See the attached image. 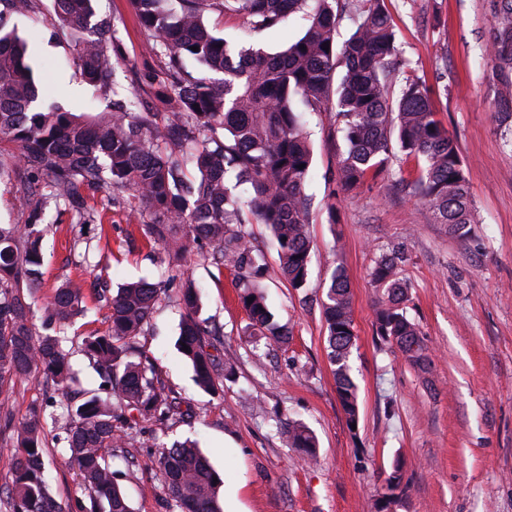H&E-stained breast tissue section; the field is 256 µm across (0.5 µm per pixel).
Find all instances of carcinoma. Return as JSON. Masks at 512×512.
<instances>
[{
    "label": "carcinoma",
    "mask_w": 512,
    "mask_h": 512,
    "mask_svg": "<svg viewBox=\"0 0 512 512\" xmlns=\"http://www.w3.org/2000/svg\"><path fill=\"white\" fill-rule=\"evenodd\" d=\"M141 26L153 38L151 51L167 56L169 77L157 93L175 112L160 125L139 111L140 100L112 84V111L97 116L64 112L46 103L41 84L26 60L27 46L0 12V142L16 145L20 167L14 198L27 213L23 224H0V393L38 369L57 389L78 384L71 372L60 331L85 312L82 289L66 283L42 306V329L33 321L43 263L46 209L63 203L85 210L84 192L104 186L125 189L127 203L148 213L140 228L148 241L182 256L189 244L209 247L206 259L237 275L240 301L253 335L268 345L288 344L289 333L274 320L260 279L264 256L244 225L263 224L276 244L283 276L292 288L306 286L310 257L306 186L312 151L297 104L336 112L344 150L336 181L344 190L378 173L391 145L418 162V176L406 183L448 233L464 237L474 223L466 167L456 140L434 118L432 88L419 77L400 79L405 65L384 0H134ZM208 11L246 16L252 31L281 26L303 12L302 35L281 52L242 49L232 54L225 38L210 29ZM59 25L78 34L74 64L85 81L101 84L118 51L114 32L96 19L92 0H54ZM488 48L492 68L505 89L502 111L512 112V0H492ZM354 25L351 37L336 45L343 18ZM329 50H323V45ZM199 47L198 51L191 47ZM193 59L206 75L191 77L184 62ZM217 74L220 79L210 78ZM199 108H194V105ZM195 177L186 182L185 172ZM249 185L250 196L237 192ZM405 257L380 256L373 280L381 290L375 303L378 339L412 368L427 370V339L407 314L409 286L399 275ZM163 293L147 280L126 284L105 297L107 329L87 336L82 351L97 370L98 388L63 412L33 407L20 420L10 411L0 424L16 436L18 454L11 476L10 512H61L44 479L42 433L47 420L61 423L64 450L77 466L89 505L86 512H133L109 458L112 449L137 439L140 424L176 423L191 417L183 401L165 392L154 365L134 360ZM254 298L248 302V298ZM183 320L178 343L189 346L196 384L215 392L216 359L205 350L210 331L197 319L199 296L188 284L179 291ZM328 357L336 393L349 423H359L358 386L350 359L356 346L352 296L347 274L335 267L320 300ZM288 445L317 461L318 441L303 422L288 421ZM168 496L179 512H222L223 479L190 440L158 444ZM403 467L395 461L381 486L376 512L406 494Z\"/></svg>",
    "instance_id": "obj_1"
}]
</instances>
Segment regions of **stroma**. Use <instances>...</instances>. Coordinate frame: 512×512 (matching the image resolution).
<instances>
[{
  "mask_svg": "<svg viewBox=\"0 0 512 512\" xmlns=\"http://www.w3.org/2000/svg\"><path fill=\"white\" fill-rule=\"evenodd\" d=\"M385 6L405 75L435 88V117L467 168L474 200L467 237L449 234L427 205L407 194L401 182L415 177L416 164L399 154L358 188L334 189L343 145L329 135L335 113L304 109L313 150L306 288L294 290L281 276L265 225L247 227L265 255L268 305L290 333L287 345L269 347L254 342L233 270L213 266L197 250L168 256L143 236L140 214L113 200L111 190L87 193L94 224H77L68 212L47 214L38 295L47 300L69 281L82 286L88 312L68 327L65 349L84 387L97 386L99 377L81 352L82 340L107 327V310L91 295L98 280L113 288L139 279L167 282L173 291L189 280L199 287L197 317L213 331L209 351L233 367L234 377L213 394L195 384L192 365L176 346L183 311L165 298L140 346L154 360L162 387L191 401L196 419L172 435L196 441L223 477L224 512H374L376 491L397 459L408 489L396 512H512V138L504 134L512 116L498 108L501 87L487 58L490 0H385ZM93 7L118 39L116 80L137 94L142 111L166 120L170 107L154 85L165 80L167 59L151 52L131 0H94ZM204 20L234 48L270 53L294 42L306 25L299 12L261 34L250 32L241 15L210 12ZM9 21L63 110L95 115L108 105L111 91L88 85L73 65L77 36L59 26L53 0H38L35 14H13ZM394 248L408 256L401 274L409 285L408 315L427 337L424 373L375 333L372 272L379 256ZM338 264L350 282L357 334L351 364L360 420L354 430L336 395L319 307L324 281ZM48 401L59 407L66 397L34 371L18 379L0 405L19 418ZM279 416L302 420L315 432L316 465L288 446L276 427ZM57 434V424L47 423L44 476L64 512H78L81 478ZM158 458L147 432L112 454L134 512H177Z\"/></svg>",
  "mask_w": 512,
  "mask_h": 512,
  "instance_id": "35a3bbf8",
  "label": "stroma"
}]
</instances>
